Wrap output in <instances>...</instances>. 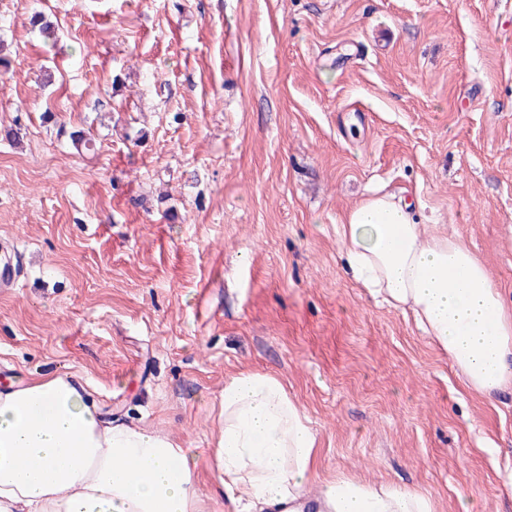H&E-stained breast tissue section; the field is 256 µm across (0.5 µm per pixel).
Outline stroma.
I'll return each instance as SVG.
<instances>
[{"mask_svg": "<svg viewBox=\"0 0 512 512\" xmlns=\"http://www.w3.org/2000/svg\"><path fill=\"white\" fill-rule=\"evenodd\" d=\"M0 54V388L81 378L202 451L199 512H237L224 382L266 373L320 478L512 512V387L468 393L336 237L370 190L410 197L512 304V0H0Z\"/></svg>", "mask_w": 512, "mask_h": 512, "instance_id": "1", "label": "stroma"}]
</instances>
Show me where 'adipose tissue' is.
Instances as JSON below:
<instances>
[{
    "label": "adipose tissue",
    "mask_w": 512,
    "mask_h": 512,
    "mask_svg": "<svg viewBox=\"0 0 512 512\" xmlns=\"http://www.w3.org/2000/svg\"><path fill=\"white\" fill-rule=\"evenodd\" d=\"M354 281L412 316L448 354L465 388L512 384V307L461 239L426 233L403 198L372 194L336 227ZM316 431L276 376L242 371L224 383L215 452L227 496L252 512H434L430 497L393 483L318 479ZM319 480V479H318ZM198 457L168 436L102 419L81 380L36 377L0 390V512H197Z\"/></svg>",
    "instance_id": "adipose-tissue-1"
}]
</instances>
